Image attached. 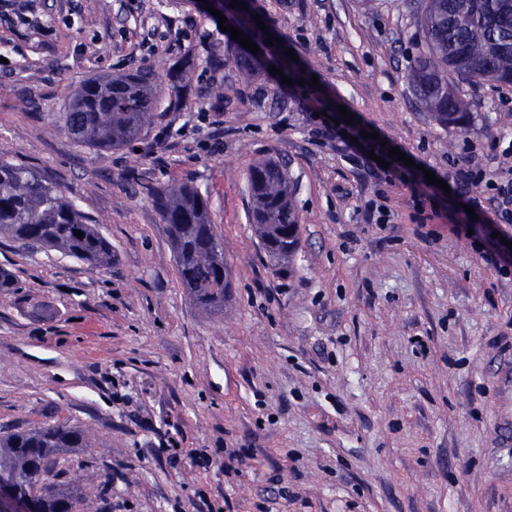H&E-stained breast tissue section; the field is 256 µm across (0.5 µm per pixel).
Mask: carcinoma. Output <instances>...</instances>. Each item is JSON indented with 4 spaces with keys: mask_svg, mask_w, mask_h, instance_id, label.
<instances>
[{
    "mask_svg": "<svg viewBox=\"0 0 512 512\" xmlns=\"http://www.w3.org/2000/svg\"><path fill=\"white\" fill-rule=\"evenodd\" d=\"M425 53L408 74L419 100L444 124L468 127L448 73L512 84V0H425L420 16ZM235 62L247 75L259 71L247 51ZM156 70L89 81L70 95L65 128L80 144L122 148L138 140L158 104ZM251 220L266 252L291 263L299 247L300 224L293 191L281 167L255 162L247 175ZM171 233L177 273L195 304L224 310L228 268L224 246L211 224L207 197L187 183L158 186L151 196ZM83 233L82 237L74 231ZM0 237L27 250L54 249L98 268L112 266V246L88 224L61 190L37 173L0 155ZM88 447L86 431L66 423H47L22 432L0 433V484L21 499L33 498L37 512H70L80 502L77 487L61 480L39 481L67 448Z\"/></svg>",
    "mask_w": 512,
    "mask_h": 512,
    "instance_id": "obj_1",
    "label": "carcinoma"
}]
</instances>
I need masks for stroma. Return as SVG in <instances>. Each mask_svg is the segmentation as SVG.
<instances>
[{
  "label": "stroma",
  "instance_id": "obj_1",
  "mask_svg": "<svg viewBox=\"0 0 512 512\" xmlns=\"http://www.w3.org/2000/svg\"><path fill=\"white\" fill-rule=\"evenodd\" d=\"M422 0H252L294 49L249 77L193 0H0V154L57 185L112 246L96 268L0 239V428L66 422L83 512H512V223L384 183L314 138L312 94L338 119L447 179L512 143V85L456 78L467 130L420 106ZM159 70L135 145L63 127L81 84ZM317 84H310V77ZM227 92L224 102L216 88ZM279 163L300 244L285 272L249 222L247 174ZM208 197L224 242V310L179 280L146 184Z\"/></svg>",
  "mask_w": 512,
  "mask_h": 512
}]
</instances>
